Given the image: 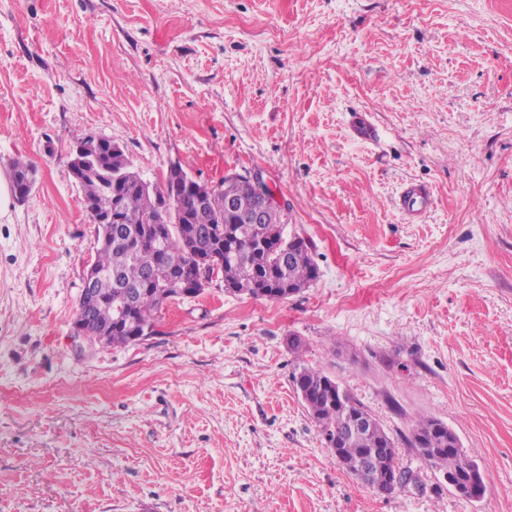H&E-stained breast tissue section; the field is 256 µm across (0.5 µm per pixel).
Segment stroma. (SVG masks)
I'll return each instance as SVG.
<instances>
[{
    "mask_svg": "<svg viewBox=\"0 0 512 512\" xmlns=\"http://www.w3.org/2000/svg\"><path fill=\"white\" fill-rule=\"evenodd\" d=\"M88 136L153 182L260 175L319 276L280 301L163 306L79 348L95 226ZM0 512H512V0H0ZM430 188L420 220L402 188ZM342 385L412 476L375 495L297 394ZM448 425L482 467L459 497L412 446Z\"/></svg>",
    "mask_w": 512,
    "mask_h": 512,
    "instance_id": "obj_1",
    "label": "stroma"
}]
</instances>
